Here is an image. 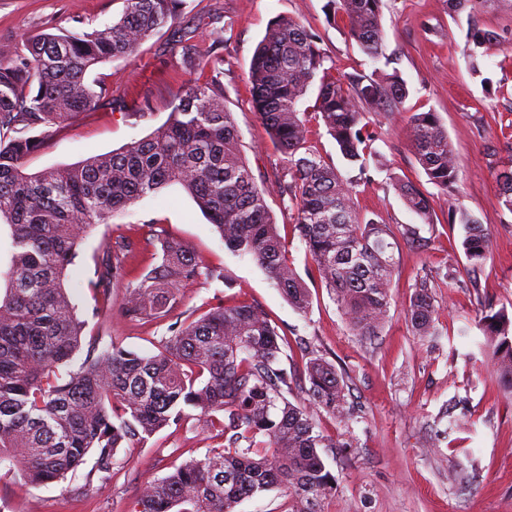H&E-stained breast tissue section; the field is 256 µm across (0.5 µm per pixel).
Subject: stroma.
Returning a JSON list of instances; mask_svg holds the SVG:
<instances>
[{"mask_svg":"<svg viewBox=\"0 0 512 512\" xmlns=\"http://www.w3.org/2000/svg\"><path fill=\"white\" fill-rule=\"evenodd\" d=\"M326 0H184L179 13L144 42L135 55L99 65L95 77L108 89L96 108L60 125L38 129L42 149L28 160L39 171L77 164L89 156L119 151L148 137L168 118L187 78L214 84L233 113L243 154L253 173L273 174L284 165L252 106L250 62L269 23L287 16L316 34L339 71L373 70L371 61L343 25L326 21ZM121 0H0V61L9 62L43 32L111 23ZM388 49L409 89L404 111L380 117L379 160L358 180L357 167L340 155L334 139L310 120L313 140L343 177L357 179L360 213L381 224H419L398 196L396 180L428 193L437 219L419 224L430 249L402 246L391 287V305L378 336H355L321 286L290 226L288 201L271 194L268 204L297 272L313 296L301 315L273 288L252 260L235 256L180 186L143 198L110 223L89 231L68 269L67 286L85 336L152 351L168 320L128 322L122 315L123 286L109 302L90 289L94 257L108 238L158 235L188 248L199 260L228 268L233 287L198 281L181 287L173 317L193 319L210 307L245 301L258 306L284 334L281 364L296 373V388L309 357L332 361L347 384L353 408L348 424L318 412L319 430L336 445L321 455L336 477L320 512H512V393L498 384L482 346L479 327L485 305L512 314V214L505 212L496 178L512 166V49L475 48L467 13L453 14L446 0H383ZM200 67L187 72L189 59ZM438 113L460 164L453 194L429 183L403 129L410 113ZM474 215L492 235L493 254L469 281L459 246L461 225L451 209ZM447 279L434 305L440 335L428 341L406 318L416 282L423 275ZM468 335H459V328ZM203 427L165 428L117 453L107 484L88 480V467L65 480L33 488L19 473L0 472V512H130L147 480L220 446Z\"/></svg>","mask_w":512,"mask_h":512,"instance_id":"35a3bbf8","label":"stroma"}]
</instances>
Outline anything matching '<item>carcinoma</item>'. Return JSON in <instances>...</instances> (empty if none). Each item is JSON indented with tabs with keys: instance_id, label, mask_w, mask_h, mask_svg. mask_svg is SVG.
<instances>
[{
	"instance_id": "obj_1",
	"label": "carcinoma",
	"mask_w": 512,
	"mask_h": 512,
	"mask_svg": "<svg viewBox=\"0 0 512 512\" xmlns=\"http://www.w3.org/2000/svg\"><path fill=\"white\" fill-rule=\"evenodd\" d=\"M122 3L120 15L102 28L42 33L12 63H0V128L14 132L0 139V222L11 239L7 269L0 270V466L38 487L91 459L88 476L104 484L119 448L184 425L193 409L224 444L147 482L137 512H233L241 500L274 488L288 492L289 512H320L336 478L319 449L336 447V440L316 430L312 411L347 419L346 384L333 363L315 356L304 364L307 398L288 400L292 376L281 367L283 339L258 307L219 304L176 321L151 353L112 340L85 342L86 323L64 285L80 243L92 225L109 223L171 185L192 195L224 247L260 266L296 311L305 314L312 305L267 204L271 186L253 174L233 114L207 85L189 86L165 124L120 152L27 172L28 158L43 146L32 131L93 109L107 90L93 88L91 72L133 55L181 5ZM381 8L382 0L326 2L328 18L341 14L361 51L384 62L369 75L338 72L316 36L283 16L267 27L249 71L253 108L286 158L274 187L291 203L294 228L321 285L364 338L379 335L388 315L400 242L426 247L431 240L416 225L396 232L361 216L355 184L312 144L300 105L314 94L313 114L342 156L365 173L378 137L369 114L400 112L409 95L400 73L385 70L391 58ZM471 40L477 48L512 42L476 22ZM404 131L428 181L443 192L453 187L459 163L437 113H413ZM497 184L512 214V169ZM395 189L422 223H433L429 195L410 181H397ZM457 221L475 274L490 257V232L465 211ZM142 250L141 242L119 236L94 258L92 288L109 299L113 286L124 284L123 315L130 322L168 317L175 290L187 283L232 284L226 270L203 264L178 243L161 242L158 262H139ZM443 285L425 275L415 286L407 316L420 336L436 335L433 289ZM481 322L490 362L512 392V317L490 308Z\"/></svg>"
}]
</instances>
